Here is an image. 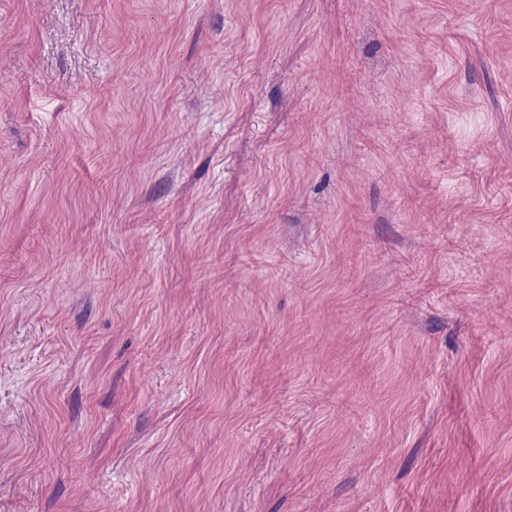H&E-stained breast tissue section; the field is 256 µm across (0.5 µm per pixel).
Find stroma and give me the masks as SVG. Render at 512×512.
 Here are the masks:
<instances>
[{"label": "stroma", "mask_w": 512, "mask_h": 512, "mask_svg": "<svg viewBox=\"0 0 512 512\" xmlns=\"http://www.w3.org/2000/svg\"><path fill=\"white\" fill-rule=\"evenodd\" d=\"M0 512H512V0H0Z\"/></svg>", "instance_id": "1"}]
</instances>
